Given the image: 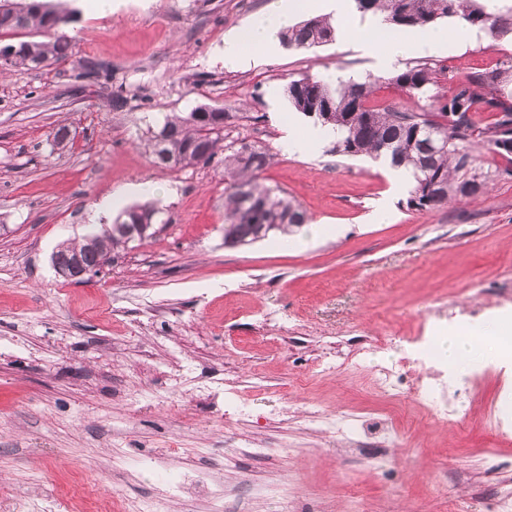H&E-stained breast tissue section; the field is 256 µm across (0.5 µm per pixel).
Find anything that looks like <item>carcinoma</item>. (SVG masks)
Returning <instances> with one entry per match:
<instances>
[{
    "instance_id": "1",
    "label": "carcinoma",
    "mask_w": 512,
    "mask_h": 512,
    "mask_svg": "<svg viewBox=\"0 0 512 512\" xmlns=\"http://www.w3.org/2000/svg\"><path fill=\"white\" fill-rule=\"evenodd\" d=\"M362 13L381 14L399 30L429 28L443 20L475 29L498 42L512 39V4L503 0H353ZM0 35L30 30L41 41L18 40L1 44L9 58L1 67L31 70L57 62L72 53L69 37L61 32L77 10L51 0H0ZM290 47L311 48L335 39L327 17L301 21L282 35ZM82 75L100 80L108 76L102 64L84 60ZM445 70L428 62L393 72L387 82L408 94H421L430 107L421 111L389 103L371 106L375 82L337 77L336 81L293 79L286 89L288 103L333 136L332 152L342 156L381 159L404 167L413 175L407 204L418 209H441L450 202L473 196L504 176L512 177V57L490 69L471 73L450 93L440 92ZM478 112L493 113L478 123ZM242 116L232 107L201 105L185 115L166 118L151 134L148 148L162 168L185 169L224 164V244L249 245L276 234H287L306 223L301 206L288 194L261 181L275 158L269 148L239 132ZM489 146L511 166L493 171L478 164L474 147ZM157 204L133 205L117 221L92 232L79 244H64L53 255L54 267L68 268L80 258L91 270L115 259L128 240L142 242L153 236L139 228L154 224Z\"/></svg>"
}]
</instances>
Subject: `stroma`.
Returning a JSON list of instances; mask_svg holds the SVG:
<instances>
[{
    "label": "stroma",
    "instance_id": "35a3bbf8",
    "mask_svg": "<svg viewBox=\"0 0 512 512\" xmlns=\"http://www.w3.org/2000/svg\"><path fill=\"white\" fill-rule=\"evenodd\" d=\"M268 0H75L71 56L0 74V512H216L209 490L251 512H482L511 476L489 475L488 451L512 459V432L489 422L498 375L454 405L442 427L423 399L390 406L375 367L407 353L404 336L432 323H487L512 312V177L443 209L415 210L385 165L283 152V123L312 130L288 104L290 80L362 78L373 60L348 36L364 15L338 17L334 41L282 48L246 67L225 64L224 38ZM512 55L484 34L449 26L446 46L412 53L454 80ZM112 87L141 98L117 110L79 78L85 58ZM230 104L240 130L275 153L264 178L311 218L286 237L224 243V167L155 166L145 143L166 116ZM66 128L68 137L55 143ZM163 225L114 263L64 279L58 245L113 223L101 200L148 202ZM392 197L395 219L375 217ZM397 342L357 367L324 372L354 334ZM247 416H239V407ZM353 411L369 448H347L311 421ZM273 453L247 455L252 444ZM184 476L162 496L156 469Z\"/></svg>",
    "mask_w": 512,
    "mask_h": 512
}]
</instances>
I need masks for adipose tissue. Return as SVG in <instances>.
I'll list each match as a JSON object with an SVG mask.
<instances>
[{
  "label": "adipose tissue",
  "instance_id": "adipose-tissue-1",
  "mask_svg": "<svg viewBox=\"0 0 512 512\" xmlns=\"http://www.w3.org/2000/svg\"><path fill=\"white\" fill-rule=\"evenodd\" d=\"M345 8V0H269L253 22L225 38L224 61L240 64L274 56L280 49L281 32L292 27L298 16L331 10L340 13ZM365 29L360 46L374 57L379 69L393 67L406 53L439 48L448 39L440 28L394 31L379 18L366 23Z\"/></svg>",
  "mask_w": 512,
  "mask_h": 512
}]
</instances>
